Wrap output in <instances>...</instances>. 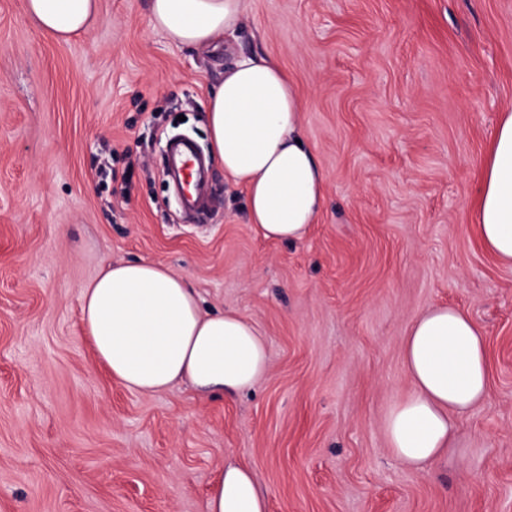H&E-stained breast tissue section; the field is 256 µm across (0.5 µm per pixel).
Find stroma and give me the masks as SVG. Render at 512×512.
<instances>
[{
  "label": "stroma",
  "mask_w": 512,
  "mask_h": 512,
  "mask_svg": "<svg viewBox=\"0 0 512 512\" xmlns=\"http://www.w3.org/2000/svg\"><path fill=\"white\" fill-rule=\"evenodd\" d=\"M24 3L0 0V512H207L230 462L270 512H512V266L473 220L512 106V0H243L239 30L200 48L152 29L149 0H99L67 42ZM255 55L302 92L326 175L300 241L260 237L215 163V211L184 222L166 174L167 141L206 148L211 89ZM122 261L252 321L268 374L232 397L114 381L80 291ZM440 303L483 328L492 381L424 472L382 425L410 388L405 330Z\"/></svg>",
  "instance_id": "35a3bbf8"
}]
</instances>
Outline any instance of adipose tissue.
<instances>
[{"label": "adipose tissue", "instance_id": "1", "mask_svg": "<svg viewBox=\"0 0 512 512\" xmlns=\"http://www.w3.org/2000/svg\"><path fill=\"white\" fill-rule=\"evenodd\" d=\"M26 12L65 42L93 25L98 0H26ZM242 20V0H150V26L182 46H205ZM303 112L287 72L264 57L227 67L208 99V150L225 177L244 189L248 221L268 240L304 239L324 207L326 176L302 140ZM478 180L479 238L512 265V108L500 114ZM80 299L98 358L115 381L141 395L180 382L207 396L232 395L268 373L262 332L233 310L202 313L192 288L161 264H113L82 288ZM402 358L411 388L387 411L383 433L394 460L427 470L454 447L457 418L487 396L484 334L461 308L433 305L410 322ZM208 512H268L250 466L225 465Z\"/></svg>", "mask_w": 512, "mask_h": 512}]
</instances>
